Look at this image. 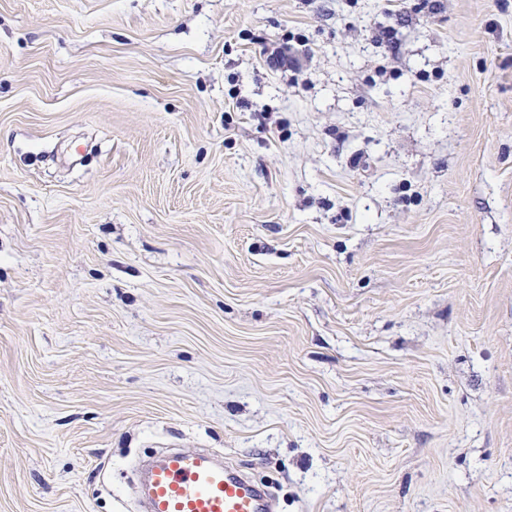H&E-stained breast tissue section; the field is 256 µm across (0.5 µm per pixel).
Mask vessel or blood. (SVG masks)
<instances>
[{"mask_svg":"<svg viewBox=\"0 0 512 512\" xmlns=\"http://www.w3.org/2000/svg\"><path fill=\"white\" fill-rule=\"evenodd\" d=\"M137 492L146 512H274L264 486L208 452L171 451L151 463Z\"/></svg>","mask_w":512,"mask_h":512,"instance_id":"vessel-or-blood-1","label":"vessel or blood"}]
</instances>
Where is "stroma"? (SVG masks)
Masks as SVG:
<instances>
[{
  "mask_svg": "<svg viewBox=\"0 0 512 512\" xmlns=\"http://www.w3.org/2000/svg\"><path fill=\"white\" fill-rule=\"evenodd\" d=\"M162 448L512 512V0H0V512Z\"/></svg>",
  "mask_w": 512,
  "mask_h": 512,
  "instance_id": "obj_1",
  "label": "stroma"
}]
</instances>
